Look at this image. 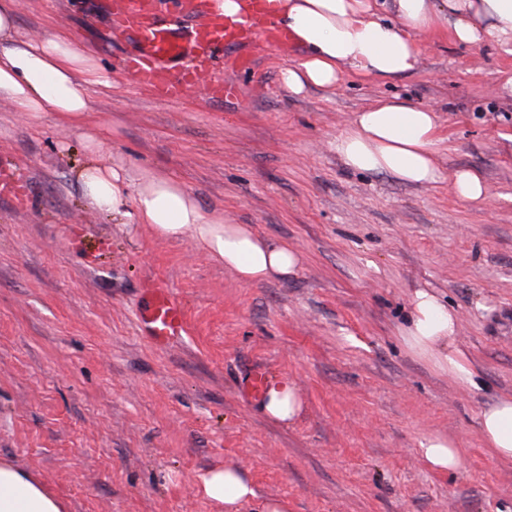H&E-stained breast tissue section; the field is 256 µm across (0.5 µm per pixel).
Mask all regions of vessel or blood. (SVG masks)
Returning a JSON list of instances; mask_svg holds the SVG:
<instances>
[{
  "mask_svg": "<svg viewBox=\"0 0 512 512\" xmlns=\"http://www.w3.org/2000/svg\"><path fill=\"white\" fill-rule=\"evenodd\" d=\"M107 14L109 23L133 39L125 69L138 86L169 102L183 100L199 85L212 99L237 100L234 75L244 68L247 48L260 39L280 51L289 49L263 0H252L250 8L234 18L225 16L215 0H110ZM139 322L158 347L188 332L182 299L160 278L143 285ZM267 384L266 368H252L241 383L244 400L259 402Z\"/></svg>",
  "mask_w": 512,
  "mask_h": 512,
  "instance_id": "1",
  "label": "vessel or blood"
}]
</instances>
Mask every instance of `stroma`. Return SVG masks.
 I'll return each mask as SVG.
<instances>
[{"label": "stroma", "instance_id": "1", "mask_svg": "<svg viewBox=\"0 0 512 512\" xmlns=\"http://www.w3.org/2000/svg\"><path fill=\"white\" fill-rule=\"evenodd\" d=\"M87 0H15L19 30L63 32L111 69L86 129L0 98V460L31 470L69 512H222L202 472L244 467L288 512H512V467L477 426L512 392V58L463 46L452 26L420 32L416 71L387 81L345 68L334 88L289 93L299 56L261 44L239 99L204 88L180 102L139 89L127 36ZM434 110L440 178L415 185L358 172L336 152L356 112L392 98ZM102 156L178 176L202 207L299 252L285 279L245 285L190 239L86 208L74 172L82 132ZM489 198L460 201L458 169ZM163 279L186 303L187 336L139 331L140 286ZM458 318L477 384L464 389L399 337L415 289ZM299 388L288 425L239 393L252 365ZM456 440L459 468L429 469L427 436ZM455 195L465 203L484 201L489 189L482 172L476 168H465L457 171L453 179Z\"/></svg>", "mask_w": 512, "mask_h": 512}]
</instances>
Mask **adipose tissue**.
<instances>
[{
  "instance_id": "ef3b65f1",
  "label": "adipose tissue",
  "mask_w": 512,
  "mask_h": 512,
  "mask_svg": "<svg viewBox=\"0 0 512 512\" xmlns=\"http://www.w3.org/2000/svg\"><path fill=\"white\" fill-rule=\"evenodd\" d=\"M278 27L302 49L301 58L282 72L289 91L310 86L333 88L344 67L366 77L392 79L417 67L415 33L454 20L457 42L479 46L493 42L512 56V0H394L395 16H377V0H267ZM482 24L470 23V16ZM112 78L70 37L49 34L32 40L16 25L13 0H0V97L21 112H55L69 125H81L92 110L95 87ZM87 163L78 170L91 210L112 212L129 224H147L165 239L187 238L231 270L244 284L293 274L301 264L297 251L258 234L253 225L235 224L223 213L203 208L192 190L173 175L149 168L131 170L120 160H102L96 136L83 134ZM437 117L428 108L393 98L358 112L336 137L344 164L365 172L388 173L398 180L430 185L439 178L435 164ZM412 311L401 330L405 345L431 361L464 388L475 384L470 361L456 344L458 320L425 288L412 296ZM302 408L296 385L273 381L261 410L275 423L291 422ZM481 438L495 457L512 464V394L499 396L479 417ZM202 494L238 512L255 503L256 512H288L275 497L258 499L236 465L200 477ZM58 492L31 471L0 462V512H67Z\"/></svg>"
}]
</instances>
